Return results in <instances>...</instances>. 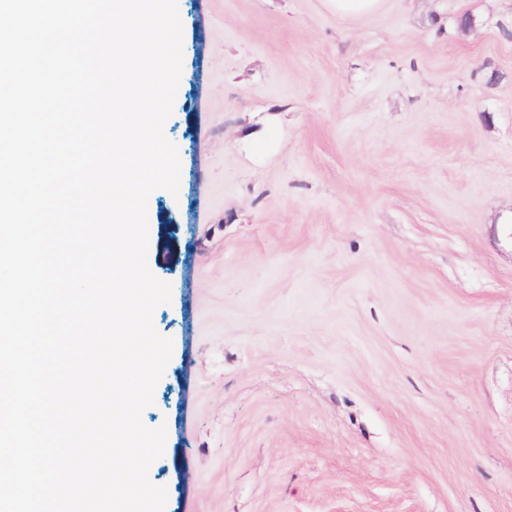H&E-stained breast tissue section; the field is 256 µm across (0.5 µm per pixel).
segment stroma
<instances>
[{
	"label": "stroma",
	"instance_id": "stroma-1",
	"mask_svg": "<svg viewBox=\"0 0 512 512\" xmlns=\"http://www.w3.org/2000/svg\"><path fill=\"white\" fill-rule=\"evenodd\" d=\"M177 6L165 512H512V0ZM329 12L347 19H360L385 9L388 0H324Z\"/></svg>",
	"mask_w": 512,
	"mask_h": 512
}]
</instances>
